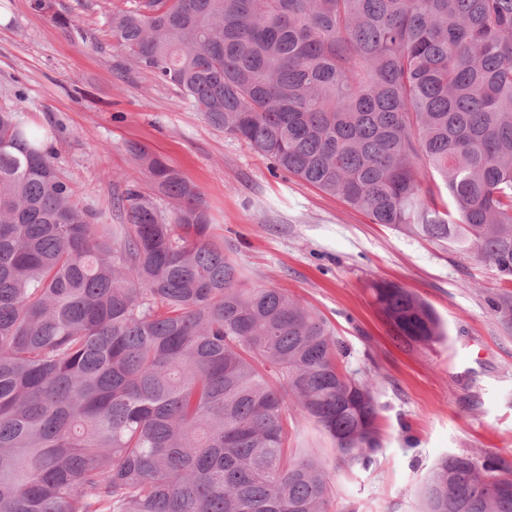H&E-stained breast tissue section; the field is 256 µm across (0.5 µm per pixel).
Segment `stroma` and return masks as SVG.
Listing matches in <instances>:
<instances>
[{"mask_svg": "<svg viewBox=\"0 0 512 512\" xmlns=\"http://www.w3.org/2000/svg\"><path fill=\"white\" fill-rule=\"evenodd\" d=\"M122 2L52 0L39 10L0 0V108L53 131L56 165L100 224L121 223L114 197L144 182L127 143L147 146L198 188L246 282L276 285L326 317L351 370L375 379L381 407V450L369 466L338 469L332 512H420L415 491L447 454L512 461V331L487 305L502 285L497 271L272 172L114 46L105 17ZM377 281L426 301L444 340L397 345L374 302Z\"/></svg>", "mask_w": 512, "mask_h": 512, "instance_id": "obj_1", "label": "stroma"}]
</instances>
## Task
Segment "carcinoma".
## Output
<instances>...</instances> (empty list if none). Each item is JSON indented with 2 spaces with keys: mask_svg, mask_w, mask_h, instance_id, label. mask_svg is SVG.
<instances>
[{
  "mask_svg": "<svg viewBox=\"0 0 512 512\" xmlns=\"http://www.w3.org/2000/svg\"><path fill=\"white\" fill-rule=\"evenodd\" d=\"M108 24L273 169L494 267L512 331V0H133ZM128 151L152 191L97 224L45 136L0 110V512H330L336 464L288 447V405L367 466L372 380L318 312L241 279L192 183ZM373 295L398 344L441 340L407 289ZM416 494L512 512V463L445 456Z\"/></svg>",
  "mask_w": 512,
  "mask_h": 512,
  "instance_id": "obj_1",
  "label": "carcinoma"
}]
</instances>
